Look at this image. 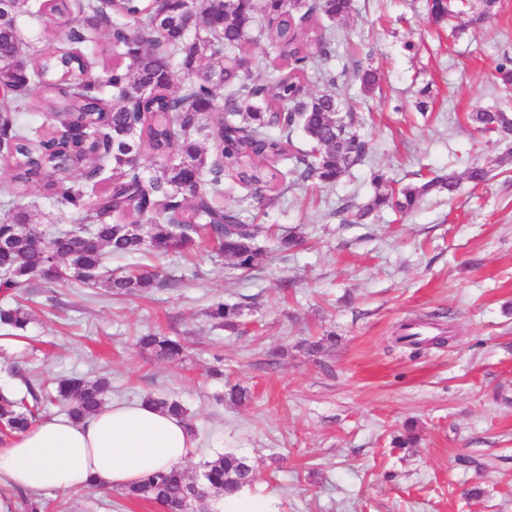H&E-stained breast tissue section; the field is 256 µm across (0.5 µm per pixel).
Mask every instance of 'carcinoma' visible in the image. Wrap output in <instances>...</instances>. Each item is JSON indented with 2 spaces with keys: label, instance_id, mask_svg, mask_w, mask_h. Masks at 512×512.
Here are the masks:
<instances>
[{
  "label": "carcinoma",
  "instance_id": "cac0c4a2",
  "mask_svg": "<svg viewBox=\"0 0 512 512\" xmlns=\"http://www.w3.org/2000/svg\"><path fill=\"white\" fill-rule=\"evenodd\" d=\"M210 18L197 22L194 3L158 7L153 0H10L0 9V161L12 171L13 189L0 202L12 222L0 224V290L21 288L35 278L50 284L72 279L114 294L145 293L166 282L146 266L112 275V256L144 252H186L203 240L217 253L251 268L261 255L256 241L271 226L268 217L287 177L292 183L335 184L359 164L368 145L353 130L354 115L337 118L335 94H314L310 78L329 83L336 55L331 24L345 19L351 0H207ZM458 9L433 15L451 22L461 14L478 25L495 15L498 0H459ZM72 10L65 32L71 51L44 46L24 50L19 37L22 18ZM325 19L321 34L307 32L311 19ZM268 36L282 67L268 74L250 66L246 45L252 32ZM110 39L120 61L100 81L77 74L91 66L83 47ZM39 90L48 112H74L76 122L60 135L30 137L23 119L33 90ZM483 133L512 134V118L499 107L467 115ZM301 130L303 148L293 144ZM212 143V153L201 142ZM158 160L145 176L144 157ZM40 185L45 197L77 214L70 227L38 232L30 225L25 187ZM249 193L237 205H224V189ZM436 188L453 195L457 180L432 179L416 186L392 187L371 203L341 210L342 221L359 224L381 206L406 214L421 196ZM208 316L225 328L238 326L239 309L215 302ZM30 324L22 306L0 308V325L19 331ZM334 335L307 340L311 354L336 346ZM137 345L156 358L174 361L182 344L149 333ZM32 404L0 393V434L9 437L35 422L45 402L60 403L80 420L98 412L110 390L105 377L71 374L57 381L56 395L25 379ZM145 401L185 419L188 409L176 400L148 396ZM256 481L254 464L245 455L227 452L203 464L189 478L180 468L147 473L123 492L130 500L160 505L165 512H185L189 502L210 494H236Z\"/></svg>",
  "mask_w": 512,
  "mask_h": 512
}]
</instances>
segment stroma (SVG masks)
Returning a JSON list of instances; mask_svg holds the SVG:
<instances>
[{
  "mask_svg": "<svg viewBox=\"0 0 512 512\" xmlns=\"http://www.w3.org/2000/svg\"><path fill=\"white\" fill-rule=\"evenodd\" d=\"M334 29L336 91L360 116L365 161L327 189L289 187L253 268L203 246L155 258L170 284L143 296L40 280L0 292L1 306L18 296L33 315L26 338L0 326V390L80 372L107 375L111 403L179 400L194 429L187 474L227 451L247 455L258 476L248 494L273 512H512V138L480 135L465 119L512 102L495 72L512 57V0L457 28L431 22L426 0H352ZM361 67L377 73L373 92L354 76ZM475 161L488 181L468 179ZM376 171L392 185L450 175L459 188L430 192L405 216L385 208L342 223L341 207L375 195ZM27 202L36 231L75 220L40 186ZM291 231L301 244L278 250ZM217 300L238 306V331L207 317ZM417 319L448 343L410 357L395 338ZM149 332L181 338V358L141 351L135 338ZM329 333L334 349L306 352L304 340ZM217 354L220 381L206 374ZM236 383L252 401L217 403ZM409 419L418 445L392 447ZM42 495L75 512H164L114 490Z\"/></svg>",
  "mask_w": 512,
  "mask_h": 512,
  "instance_id": "1",
  "label": "stroma"
}]
</instances>
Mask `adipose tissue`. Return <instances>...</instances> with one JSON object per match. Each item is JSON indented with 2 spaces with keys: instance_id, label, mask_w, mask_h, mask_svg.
Instances as JSON below:
<instances>
[{
  "instance_id": "1",
  "label": "adipose tissue",
  "mask_w": 512,
  "mask_h": 512,
  "mask_svg": "<svg viewBox=\"0 0 512 512\" xmlns=\"http://www.w3.org/2000/svg\"><path fill=\"white\" fill-rule=\"evenodd\" d=\"M192 448L183 419L142 400L115 402L82 420H43L1 443L0 486L118 490L181 465Z\"/></svg>"
}]
</instances>
